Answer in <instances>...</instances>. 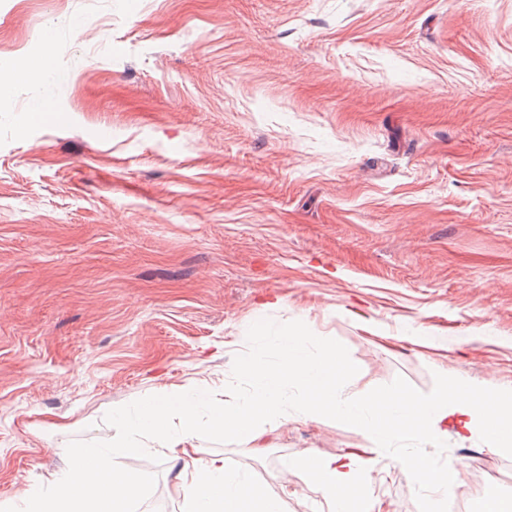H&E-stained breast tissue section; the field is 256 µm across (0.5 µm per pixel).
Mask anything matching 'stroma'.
Instances as JSON below:
<instances>
[{
  "label": "stroma",
  "instance_id": "35a3bbf8",
  "mask_svg": "<svg viewBox=\"0 0 512 512\" xmlns=\"http://www.w3.org/2000/svg\"><path fill=\"white\" fill-rule=\"evenodd\" d=\"M47 46L52 112L0 97V500L61 449L111 451L145 392L246 390L236 355L294 321L351 396L512 387V0H0V62ZM361 441L299 420L259 453L197 445L314 512L289 459ZM419 455L479 483L466 512L512 502L478 432L400 433L364 500L420 512ZM125 463L131 512H180L172 462Z\"/></svg>",
  "mask_w": 512,
  "mask_h": 512
}]
</instances>
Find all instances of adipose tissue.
Returning <instances> with one entry per match:
<instances>
[{"label":"adipose tissue","instance_id":"1","mask_svg":"<svg viewBox=\"0 0 512 512\" xmlns=\"http://www.w3.org/2000/svg\"><path fill=\"white\" fill-rule=\"evenodd\" d=\"M62 79L48 51L0 64V93L18 84L32 86L30 112L39 117L49 112L50 90ZM271 350L269 362L250 352L237 357L238 374L252 385L248 394L191 381L147 393L133 407L113 412V447L128 456L155 451L179 462L172 493L181 512H286L281 494L226 468L223 459L200 456L196 441L209 431L257 445L269 432L300 419L356 425L362 443L344 456L303 454L288 461L321 494L323 512H350L360 476L381 456L385 442L402 431L436 444L447 439L448 425L455 422L489 435L498 451L512 452V387L488 391L444 373L423 400L404 390L357 400L344 392L352 368L332 339L313 336L296 323L272 336ZM65 455V468L49 473L20 501H0V512H128L140 497L136 472L101 449L69 448ZM408 472L412 483L432 492L424 512H441L447 470L417 457Z\"/></svg>","mask_w":512,"mask_h":512}]
</instances>
